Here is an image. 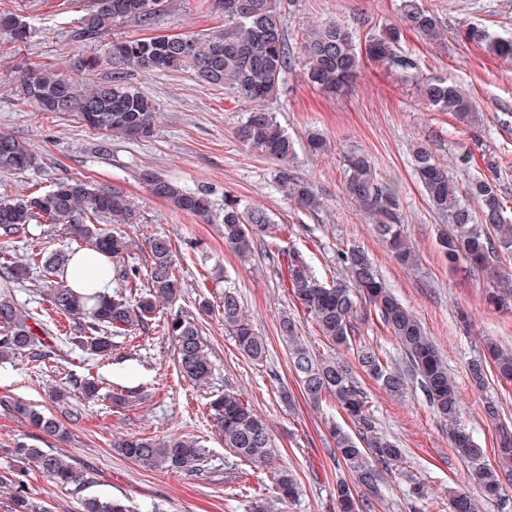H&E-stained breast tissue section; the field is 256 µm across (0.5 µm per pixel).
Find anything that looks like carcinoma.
I'll return each instance as SVG.
<instances>
[{
    "mask_svg": "<svg viewBox=\"0 0 512 512\" xmlns=\"http://www.w3.org/2000/svg\"><path fill=\"white\" fill-rule=\"evenodd\" d=\"M163 0H94L93 8L81 20L83 37L97 36L115 22L134 20L150 25ZM224 12V29L184 36H151L119 43L108 48L106 61L133 67L145 74L190 70L206 85L227 87L254 107L238 129L239 139L250 148L279 162L278 182L282 191L300 208L317 211L321 199L313 187L298 179L288 168L295 154L293 138L278 124L267 102L280 91L283 75L293 58L302 59L308 80L320 89L336 93L347 88L364 60L384 63L398 72L416 68V62L399 50L401 28L433 41L440 36V19L423 0H400V25L383 27L357 41L354 33L338 21L317 25L303 34L298 50L288 44L283 32L282 0H217ZM469 42L486 43L489 51L512 60V38L488 36L476 27L464 29ZM191 43V50L183 42ZM100 66L98 57H82L74 69L87 78L29 71L20 79L18 96L38 112H73L88 127L107 135L130 138L150 136L154 123L153 102L118 75L111 81L89 78ZM420 95L429 107L451 112L464 122L476 118L477 107L457 85L445 78H428L419 84ZM415 172L428 197L429 206L448 232L440 246L448 262L465 261L495 280L487 293L488 303L501 310L512 308V276L498 272L503 255H512V218L506 215L500 173L469 181L460 192L448 176V169L436 162L425 146L413 152ZM37 155L28 145L11 135H0V173L21 171L35 166ZM346 194L375 221L377 233L389 244L396 257L411 264L416 254L400 231V202L394 184L382 179L370 156L349 151L343 158ZM156 196L180 210L210 218L211 202L201 192L189 191L162 180L153 181ZM134 224L135 211L117 188L96 187L80 179L60 180L40 194L0 200V237L10 239L26 232L31 224L63 227L77 245L65 255L32 254L16 259L0 250V361L21 354L41 358L49 347L47 330L33 312L21 307L11 288L28 282L34 270L41 269L46 283V300L51 309L78 321L80 343L98 356L112 350V335H129L152 320L161 303H172L180 288L179 272L189 259L186 252L173 251L164 236L145 239L149 262L140 269L123 265L124 254L135 242L121 229L99 223ZM224 244L243 263L253 259L256 247L278 231L279 225L266 212L243 205L236 196L224 195L221 219ZM94 248L105 254L125 293L85 294L68 284V268L76 251ZM287 277L283 286L303 307L320 334L338 346L353 345L360 326L375 315L399 344L410 372L400 368L396 358L380 354L372 346L359 344L353 352L357 364L318 357L310 350L294 317L283 314L278 323L279 337L288 347V369L301 392L315 403L328 397L347 415L356 434L342 427H330L336 458L354 476L365 494L356 496L345 481L336 483L334 496L342 512H374L373 499L379 496L381 469L396 465L402 450L376 431L368 395L361 374L373 378L388 394L401 398L408 390V376L416 379L435 411L448 425V439L463 460L469 484L480 498L467 493L450 496L448 512H481L479 499H506L505 478L509 470L493 467L485 459L471 433L460 423V393L448 375V364L416 316L384 286L365 250L349 247L338 252L336 267L322 275L299 251L283 254ZM224 329L233 336L240 352L253 361L266 357L267 342L257 335L235 286L224 280ZM165 330L172 339L181 377L205 386L213 363L201 327L193 316L182 311L167 315ZM487 354L471 361L468 377L481 390L488 374L499 382L512 384V349L486 343ZM219 435L236 458L253 467L266 463L275 453V443L265 418L241 395L226 390L213 395L209 403ZM6 408L41 433L62 437L61 421L27 404L13 402ZM116 448L126 458L149 468L180 474L202 470L207 450L187 439L132 437L119 441ZM22 465L34 464L42 476L57 485L77 481L72 465L53 450L36 448L24 442L11 450ZM298 493L292 473L281 471L275 494L253 496L252 512H282L279 505ZM14 512H33L23 483L15 485ZM83 512H132L119 499L90 497Z\"/></svg>",
    "mask_w": 512,
    "mask_h": 512,
    "instance_id": "carcinoma-1",
    "label": "carcinoma"
}]
</instances>
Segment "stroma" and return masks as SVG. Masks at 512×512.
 I'll return each mask as SVG.
<instances>
[{
	"mask_svg": "<svg viewBox=\"0 0 512 512\" xmlns=\"http://www.w3.org/2000/svg\"><path fill=\"white\" fill-rule=\"evenodd\" d=\"M442 20V37L426 41L404 32L400 49L417 63L408 78L386 66L365 62L348 93L327 96L303 77L301 63H292L280 92L268 104L278 123L295 140L291 168L311 183L324 206L302 211L277 184L278 163L244 146L235 132L249 105L227 88L203 85L193 72L144 74L127 71V80L154 100L158 116L151 137L128 139L92 130L71 112H38L15 91L24 63L54 73H67L75 56L105 57L109 43L150 34H198L223 28L224 17L214 0H165L149 26L114 24L92 39L79 36L81 19L92 0H0V12L20 16L27 37L14 41L0 31V133L28 142L38 156L35 167L0 174V199L42 193L63 177L98 186L121 188L138 211V226L129 228L135 240L149 234L167 236L177 248L201 243L203 251L182 268L178 308L195 312L199 298L211 306L198 321L204 331L215 370L207 386L182 380L174 349L164 334L167 308H160L146 329L112 339V353L99 357L79 347L73 323L54 313L42 295L40 277L14 293L20 304L41 314L51 334L43 358L22 355L0 363V399L14 398L57 413L50 393L67 389L70 433L60 442L42 435L0 408V512H12L14 489L8 480L19 465L9 450L20 439L51 448L72 460L76 472L92 483L58 487L28 468L24 481L31 500L50 512H81L91 496L129 500L138 512H250L255 489L273 491L279 469L293 471L300 497L284 504V512H337L333 490L349 473L339 466L326 422L345 416L331 400H305L288 370V350L277 336L282 311L301 318L308 346L323 358L352 360L350 350L327 342L282 286V277L269 261L272 253L297 249L317 270L333 266L336 253L350 246L364 248L387 286L415 314L448 361L461 394L462 423L482 448L486 460L499 463V425L483 414V403L496 401L512 421V385L491 381L476 390L468 365L484 339L512 348V311L489 308L484 300L490 282L483 272L450 268L438 246L443 229L430 209L412 166L416 144L430 147L458 185L474 177L503 174V196L512 206V62L483 47L461 41L468 27L490 36H512V0H425ZM399 0H293L285 20V37L297 44L305 29L328 19L366 36L398 20ZM443 77L462 87L480 107L477 122L460 123L447 112L429 109L417 88L419 81ZM318 132L330 150L311 153L307 135ZM367 153L377 170L399 192L403 230L418 256L416 266L400 265L374 230L372 220L342 190V160L346 152ZM157 176L181 186L209 192L215 208L225 194L243 205L266 211L282 230L263 252L243 264L224 245L223 227L203 223L155 197L147 181ZM18 258L35 252L72 251L74 244L58 227L29 225L27 232L5 244ZM234 281L259 335L269 343L266 359L244 358L224 331L221 309L223 284L216 272ZM468 324H461L459 311ZM93 379L99 396L85 400L78 380ZM235 388L270 424L276 453L270 465L253 468L233 462L209 414L210 396ZM138 390L136 401L116 405L112 397L123 389ZM365 390L379 428L399 444L398 466L383 471L381 498L375 512H408L406 475L427 491L424 512H445L449 491L468 490L464 464L448 441V429L426 402L419 388L405 399L385 393L373 380ZM137 435L200 442L208 452L206 466L194 476L142 467L116 452L115 439Z\"/></svg>",
	"mask_w": 512,
	"mask_h": 512,
	"instance_id": "1",
	"label": "stroma"
}]
</instances>
